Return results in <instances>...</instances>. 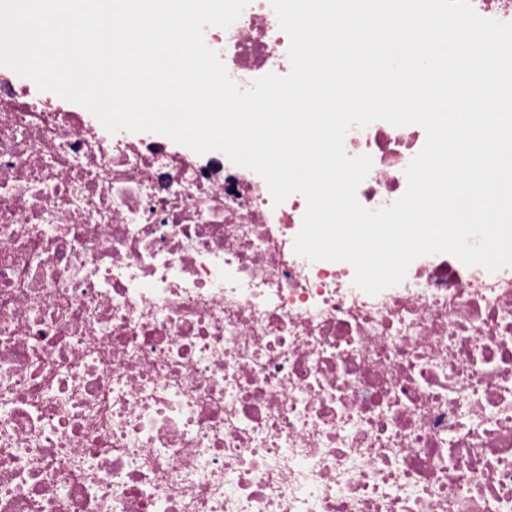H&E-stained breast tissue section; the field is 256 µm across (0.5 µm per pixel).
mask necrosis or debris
<instances>
[{
	"label": "necrosis or debris",
	"mask_w": 512,
	"mask_h": 512,
	"mask_svg": "<svg viewBox=\"0 0 512 512\" xmlns=\"http://www.w3.org/2000/svg\"><path fill=\"white\" fill-rule=\"evenodd\" d=\"M206 45L291 70L270 0ZM420 126L351 128L366 209ZM221 152L109 133L0 66V512H512V267L370 295Z\"/></svg>",
	"instance_id": "4bbe7bcc"
}]
</instances>
